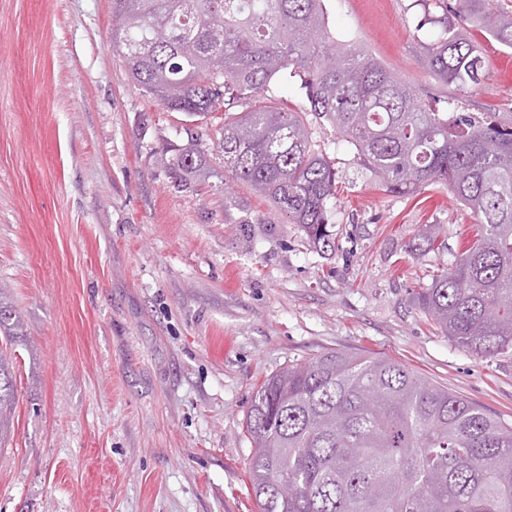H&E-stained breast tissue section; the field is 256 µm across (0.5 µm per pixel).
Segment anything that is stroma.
I'll return each mask as SVG.
<instances>
[{
	"label": "stroma",
	"instance_id": "35a3bbf8",
	"mask_svg": "<svg viewBox=\"0 0 512 512\" xmlns=\"http://www.w3.org/2000/svg\"><path fill=\"white\" fill-rule=\"evenodd\" d=\"M338 43L379 58L440 111L512 127V49L471 28L479 88L449 105L427 65L434 0H324ZM112 0H0V290L25 333L0 444V512H258L252 389L324 351L403 362L512 425V353L476 356L414 295L475 219L443 184L382 191L325 121L334 251L249 185L181 186L162 162L183 116L112 47ZM439 227L448 248L419 235Z\"/></svg>",
	"mask_w": 512,
	"mask_h": 512
}]
</instances>
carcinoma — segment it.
Segmentation results:
<instances>
[{"label":"carcinoma","instance_id":"obj_1","mask_svg":"<svg viewBox=\"0 0 512 512\" xmlns=\"http://www.w3.org/2000/svg\"><path fill=\"white\" fill-rule=\"evenodd\" d=\"M458 0L456 17L512 49V14ZM112 47L130 77L196 122L166 160L181 184L206 182L209 136L233 178L252 187L319 250L334 248L336 172L307 113L269 110L275 78L299 77L310 111L357 150L386 192L441 183L478 218L449 270L415 293L418 306L465 350H512V128L425 104L357 46H337L323 0H112ZM457 93L481 83L484 59L466 34L427 49ZM23 323L0 292V332ZM0 350V440L15 403ZM259 512H512V426L390 359L327 351L266 377L246 417Z\"/></svg>","mask_w":512,"mask_h":512}]
</instances>
